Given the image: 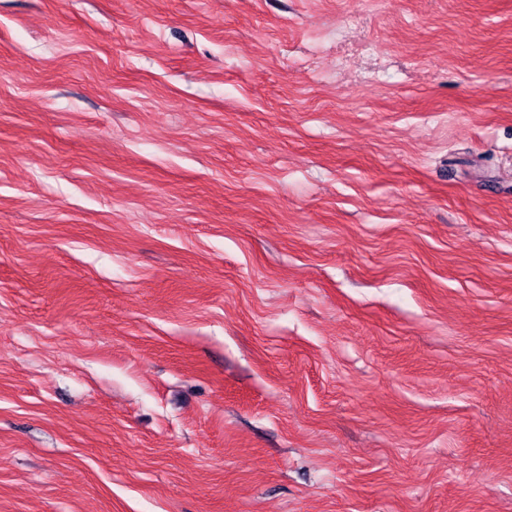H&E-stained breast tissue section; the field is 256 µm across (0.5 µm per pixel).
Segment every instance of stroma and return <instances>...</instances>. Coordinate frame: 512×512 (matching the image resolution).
Returning <instances> with one entry per match:
<instances>
[{"label":"stroma","mask_w":512,"mask_h":512,"mask_svg":"<svg viewBox=\"0 0 512 512\" xmlns=\"http://www.w3.org/2000/svg\"><path fill=\"white\" fill-rule=\"evenodd\" d=\"M0 512H512V0H0Z\"/></svg>","instance_id":"1"}]
</instances>
